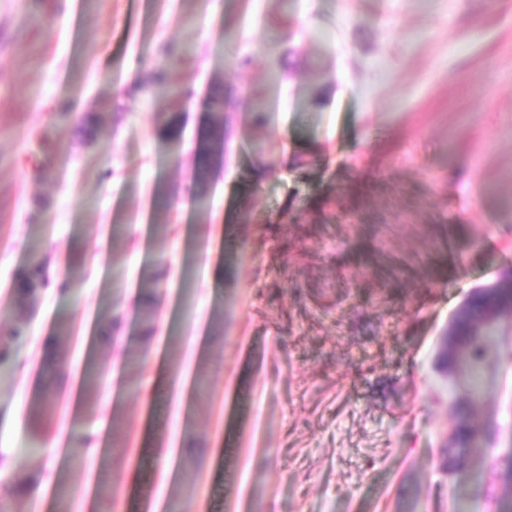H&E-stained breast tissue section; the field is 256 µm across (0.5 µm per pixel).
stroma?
Segmentation results:
<instances>
[{
	"label": "stroma",
	"mask_w": 512,
	"mask_h": 512,
	"mask_svg": "<svg viewBox=\"0 0 512 512\" xmlns=\"http://www.w3.org/2000/svg\"><path fill=\"white\" fill-rule=\"evenodd\" d=\"M34 250L48 282L23 303ZM510 270L512 0H0V331L27 330L0 375L13 512H499L512 318L469 416L481 471L448 464L470 377L436 359ZM52 347L61 390L39 379ZM131 353L138 376L207 384L146 400ZM38 396L63 412L35 453ZM84 435L87 464L67 453ZM210 121L211 127L199 146L196 161V181L203 184L221 158L222 145L224 143L225 123L224 95L220 90L211 98Z\"/></svg>",
	"instance_id": "35a3bbf8"
}]
</instances>
